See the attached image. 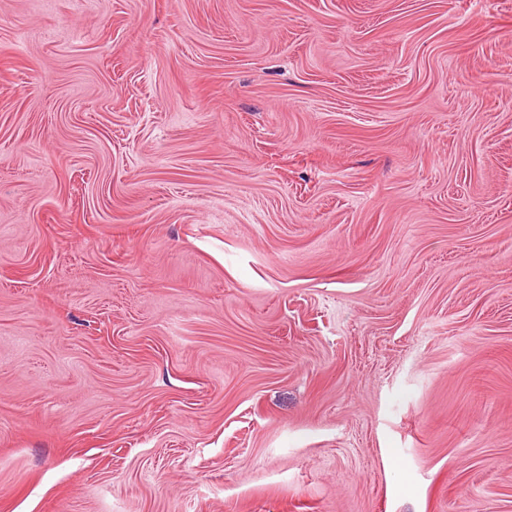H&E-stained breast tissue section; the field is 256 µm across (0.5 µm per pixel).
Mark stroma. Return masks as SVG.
I'll use <instances>...</instances> for the list:
<instances>
[{"label": "stroma", "mask_w": 512, "mask_h": 512, "mask_svg": "<svg viewBox=\"0 0 512 512\" xmlns=\"http://www.w3.org/2000/svg\"><path fill=\"white\" fill-rule=\"evenodd\" d=\"M0 512H512V0H0Z\"/></svg>", "instance_id": "stroma-1"}]
</instances>
